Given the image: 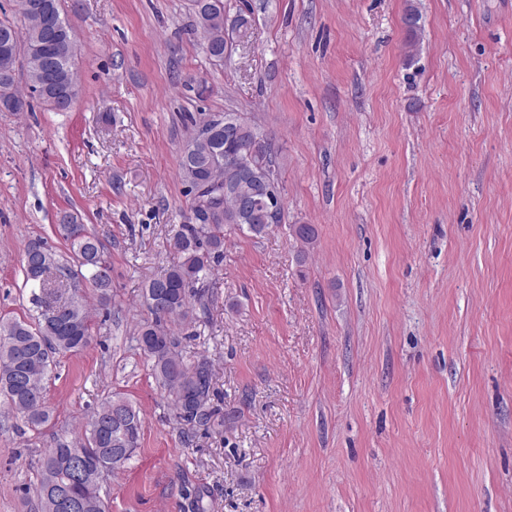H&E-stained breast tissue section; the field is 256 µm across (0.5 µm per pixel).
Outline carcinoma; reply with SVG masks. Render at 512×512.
I'll return each mask as SVG.
<instances>
[{"instance_id":"cac0c4a2","label":"carcinoma","mask_w":512,"mask_h":512,"mask_svg":"<svg viewBox=\"0 0 512 512\" xmlns=\"http://www.w3.org/2000/svg\"><path fill=\"white\" fill-rule=\"evenodd\" d=\"M14 2L25 25L20 33L23 43L37 46L43 30L52 26L62 30V37L49 49L57 67L54 80L41 56L24 58L0 37V112H23L30 107L16 81L21 70L31 96L56 112L62 95L79 93L73 66V28L62 16L60 0H43L46 8L39 15L29 10L30 0ZM193 7L204 47L224 46V0H193ZM420 19L418 7L409 4L404 24L411 48L421 35ZM222 118L240 127L236 137L206 136L202 127L212 123L210 117L202 121L181 151L179 174L192 196V216L176 240L181 260L145 288L144 303L151 318L138 326L136 336L138 347L151 361L157 387L170 398L176 421L191 429L207 430L215 421L213 369L205 358L192 364L184 361L172 325L188 329L201 320L192 301L206 307L202 299L209 292V276L214 264L224 258V227L261 236L284 219V208L273 209L260 189V183L269 180L274 164L271 139L237 112H226ZM57 231L69 246L70 259L61 257L39 238L28 246L37 245L47 252L49 266L44 275L34 277L28 260H23L25 283L36 289L32 293L38 311L36 321L0 319V398L13 416L32 428L50 418L46 384L54 355L77 354L91 343L93 313L83 288H93L102 306L111 300L112 293V280L101 274L111 264L101 242L88 232L81 217L64 213ZM58 278L69 281L73 288L62 303L49 301ZM141 429L140 410L120 394L94 408L74 439L59 441L44 453L36 487L38 512H58L52 489L59 485L69 487L76 501H92L93 507L86 512H105L95 473L101 465L114 473L125 469L138 449Z\"/></svg>"}]
</instances>
